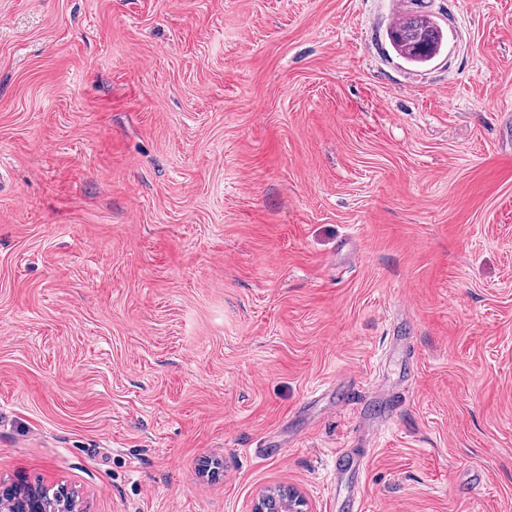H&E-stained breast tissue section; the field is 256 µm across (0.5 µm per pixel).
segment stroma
Here are the masks:
<instances>
[{
  "instance_id": "1",
  "label": "stroma",
  "mask_w": 512,
  "mask_h": 512,
  "mask_svg": "<svg viewBox=\"0 0 512 512\" xmlns=\"http://www.w3.org/2000/svg\"><path fill=\"white\" fill-rule=\"evenodd\" d=\"M339 448L512 512V0H0V480L336 512ZM393 51L406 63L420 67L436 59L444 45L440 25L427 15L405 16L387 29Z\"/></svg>"
}]
</instances>
